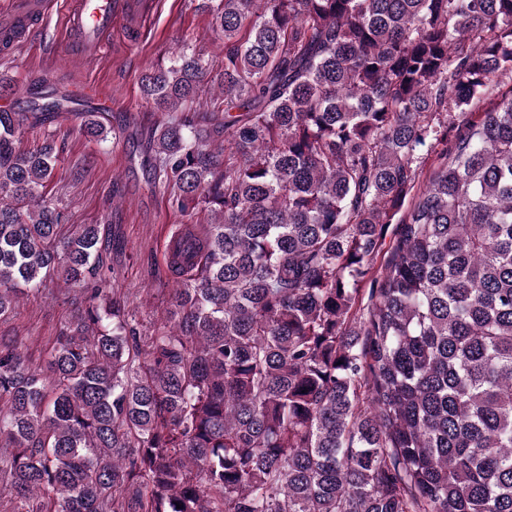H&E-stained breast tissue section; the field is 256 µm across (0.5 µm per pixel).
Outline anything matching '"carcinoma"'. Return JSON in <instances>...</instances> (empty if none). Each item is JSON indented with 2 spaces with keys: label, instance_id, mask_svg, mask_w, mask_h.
<instances>
[{
  "label": "carcinoma",
  "instance_id": "carcinoma-1",
  "mask_svg": "<svg viewBox=\"0 0 512 512\" xmlns=\"http://www.w3.org/2000/svg\"><path fill=\"white\" fill-rule=\"evenodd\" d=\"M197 9L223 69L140 76L152 186L210 212L152 328L63 224L55 132L19 149L47 113L0 112V320L81 296L38 365L0 336V512H512V0Z\"/></svg>",
  "mask_w": 512,
  "mask_h": 512
}]
</instances>
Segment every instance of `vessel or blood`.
<instances>
[{
    "label": "vessel or blood",
    "mask_w": 512,
    "mask_h": 512,
    "mask_svg": "<svg viewBox=\"0 0 512 512\" xmlns=\"http://www.w3.org/2000/svg\"><path fill=\"white\" fill-rule=\"evenodd\" d=\"M156 9V0H8L0 8V34L33 35L58 13L62 47L85 62L98 56L116 26L141 32Z\"/></svg>",
    "instance_id": "obj_1"
}]
</instances>
